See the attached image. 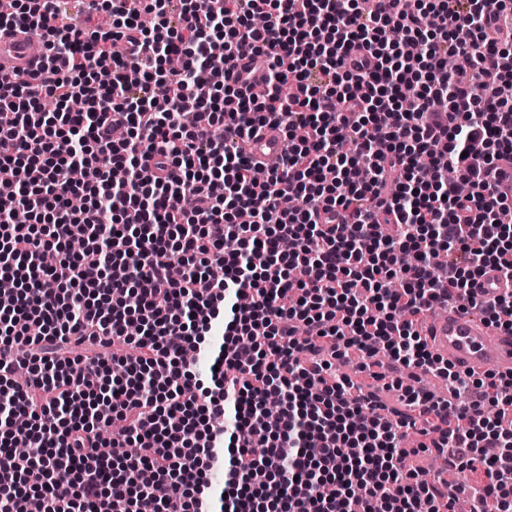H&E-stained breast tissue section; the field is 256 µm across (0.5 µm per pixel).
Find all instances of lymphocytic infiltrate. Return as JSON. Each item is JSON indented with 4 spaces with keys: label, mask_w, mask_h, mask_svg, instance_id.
<instances>
[{
    "label": "lymphocytic infiltrate",
    "mask_w": 512,
    "mask_h": 512,
    "mask_svg": "<svg viewBox=\"0 0 512 512\" xmlns=\"http://www.w3.org/2000/svg\"><path fill=\"white\" fill-rule=\"evenodd\" d=\"M90 8L111 26L51 0L0 13L46 47L29 76L0 75V512L34 496L44 512H456L457 486L405 468L422 455L512 512V372L458 371L419 331L443 303L512 331V291L471 293L489 266L512 280V101L493 87L512 79V5ZM137 42L146 57L126 55ZM271 121L282 165L263 171L238 145ZM189 347L209 352L211 386ZM352 357L357 383L336 369ZM391 369L408 379L395 408ZM117 441L136 455L114 457Z\"/></svg>",
    "instance_id": "lymphocytic-infiltrate-1"
}]
</instances>
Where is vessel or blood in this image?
Here are the masks:
<instances>
[{"instance_id": "vessel-or-blood-1", "label": "vessel or blood", "mask_w": 512, "mask_h": 512, "mask_svg": "<svg viewBox=\"0 0 512 512\" xmlns=\"http://www.w3.org/2000/svg\"><path fill=\"white\" fill-rule=\"evenodd\" d=\"M45 56L39 31L10 28L0 31V74L26 76ZM283 134L279 127L268 124L254 133L250 145L253 157L266 166L279 164ZM508 286L495 268L486 269L477 278L472 291L489 301ZM432 351L457 370L487 368L497 372H512V333L497 330L473 312L455 308L430 314L422 330Z\"/></svg>"}]
</instances>
